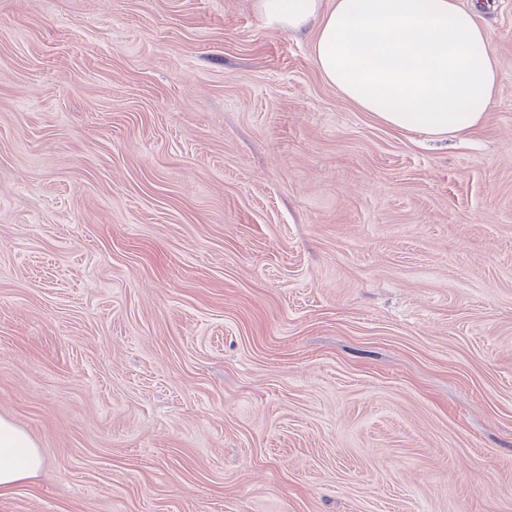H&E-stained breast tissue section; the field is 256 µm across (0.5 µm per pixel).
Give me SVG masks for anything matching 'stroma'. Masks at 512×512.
I'll use <instances>...</instances> for the list:
<instances>
[{"label":"stroma","instance_id":"obj_1","mask_svg":"<svg viewBox=\"0 0 512 512\" xmlns=\"http://www.w3.org/2000/svg\"><path fill=\"white\" fill-rule=\"evenodd\" d=\"M483 126L377 122L254 0H0V512H512V0ZM43 463L42 454L28 433L0 416V496L35 477Z\"/></svg>","mask_w":512,"mask_h":512}]
</instances>
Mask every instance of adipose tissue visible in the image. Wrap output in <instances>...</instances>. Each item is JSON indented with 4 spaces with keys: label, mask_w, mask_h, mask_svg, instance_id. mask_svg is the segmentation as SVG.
Here are the masks:
<instances>
[{
    "label": "adipose tissue",
    "mask_w": 512,
    "mask_h": 512,
    "mask_svg": "<svg viewBox=\"0 0 512 512\" xmlns=\"http://www.w3.org/2000/svg\"><path fill=\"white\" fill-rule=\"evenodd\" d=\"M474 0H256L275 30L312 29L327 83L379 122L440 138L467 136L486 118L499 70ZM43 466L35 441L0 416V496Z\"/></svg>",
    "instance_id": "adipose-tissue-1"
}]
</instances>
